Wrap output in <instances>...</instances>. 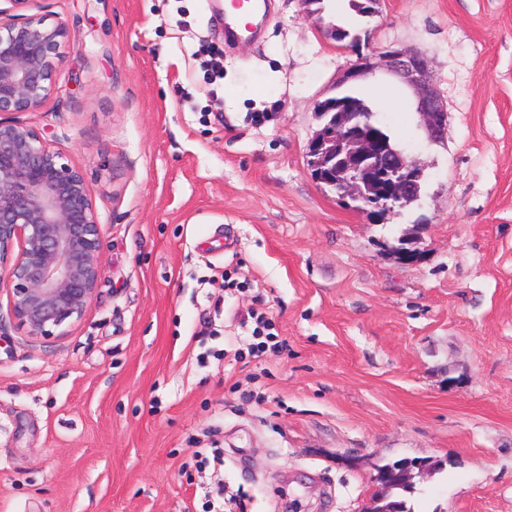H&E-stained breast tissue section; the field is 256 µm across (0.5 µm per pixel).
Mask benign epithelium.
<instances>
[{
  "label": "benign epithelium",
  "instance_id": "1",
  "mask_svg": "<svg viewBox=\"0 0 512 512\" xmlns=\"http://www.w3.org/2000/svg\"><path fill=\"white\" fill-rule=\"evenodd\" d=\"M0 8V112H34L55 87L66 26L26 13L32 0ZM377 70L415 100L429 141L448 136V112L415 51L390 48L360 59L339 77L354 84ZM325 118L309 146L311 176L372 216L403 208L424 171L381 136L370 135L360 105L318 104ZM104 269L102 224L83 172L37 129L0 121V291L16 326L35 339L66 335L80 322Z\"/></svg>",
  "mask_w": 512,
  "mask_h": 512
}]
</instances>
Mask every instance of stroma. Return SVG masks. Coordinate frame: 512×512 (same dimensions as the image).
Listing matches in <instances>:
<instances>
[{
  "label": "stroma",
  "instance_id": "stroma-1",
  "mask_svg": "<svg viewBox=\"0 0 512 512\" xmlns=\"http://www.w3.org/2000/svg\"><path fill=\"white\" fill-rule=\"evenodd\" d=\"M266 4L232 44L219 0H37L71 40L16 119L83 170L104 273L58 339L0 299V512H203L202 448L226 512H363L401 458L444 464L414 512H512V0ZM389 46L426 59L448 137L395 77L359 82L425 170L376 220L308 149L340 74ZM251 310L279 350L250 355ZM199 455L201 456L200 465L204 468L212 466L213 474L215 479L217 480L215 485L217 487L215 497L210 496L209 493H207L206 496L211 497V499H208L207 504V510L205 512H223L224 511V498L221 496V485H222V479L221 477V469H223L224 466V459L221 456L220 453H216V451L212 452V460L209 456H207L205 453L199 451Z\"/></svg>",
  "mask_w": 512,
  "mask_h": 512
}]
</instances>
